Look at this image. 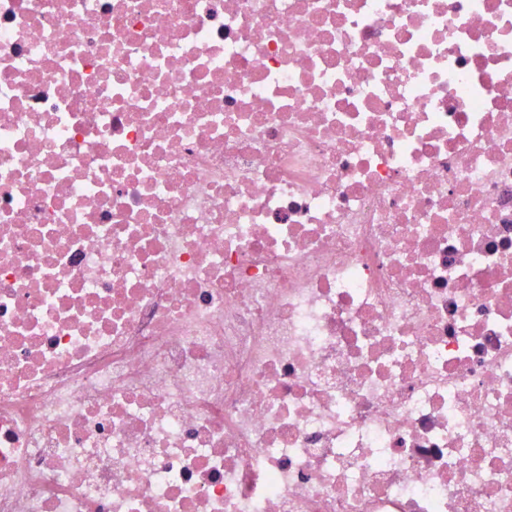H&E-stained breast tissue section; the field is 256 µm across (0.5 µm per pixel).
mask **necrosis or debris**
I'll return each mask as SVG.
<instances>
[{
  "instance_id": "obj_1",
  "label": "necrosis or debris",
  "mask_w": 512,
  "mask_h": 512,
  "mask_svg": "<svg viewBox=\"0 0 512 512\" xmlns=\"http://www.w3.org/2000/svg\"><path fill=\"white\" fill-rule=\"evenodd\" d=\"M0 512H512V0H0Z\"/></svg>"
}]
</instances>
